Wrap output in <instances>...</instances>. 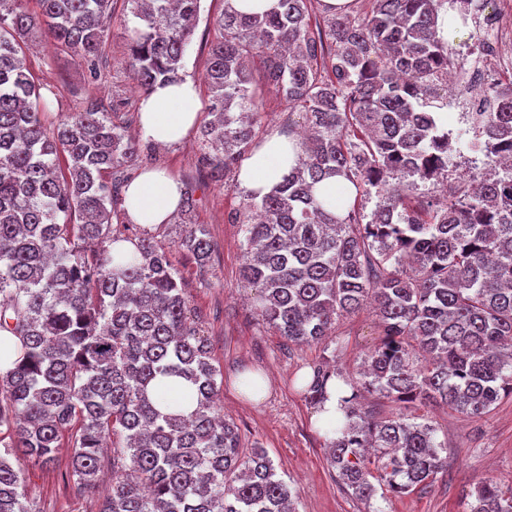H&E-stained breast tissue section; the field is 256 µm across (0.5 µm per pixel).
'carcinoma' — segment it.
I'll use <instances>...</instances> for the list:
<instances>
[{"instance_id":"carcinoma-1","label":"carcinoma","mask_w":512,"mask_h":512,"mask_svg":"<svg viewBox=\"0 0 512 512\" xmlns=\"http://www.w3.org/2000/svg\"><path fill=\"white\" fill-rule=\"evenodd\" d=\"M202 0H124L126 71L141 96L179 81ZM478 0H275L261 14L231 0L214 21L204 62L213 119L201 128L212 182L224 186L254 155L261 94L299 112L310 131L299 167L242 206V278L259 289L263 323L298 345L320 344L339 316L376 306L381 343L341 399L346 424L328 441L344 489L368 500L432 484L448 467L434 428L399 413L363 415L359 395L399 404L438 401L479 417L512 397V77L482 96L480 129L448 128L453 61L441 10L462 20ZM0 0V512H39L20 453L43 465L71 440L66 477L97 494L98 512H294L288 484L219 413L218 371L165 251L147 234L112 235L114 193L139 159L136 144L91 106L43 119L40 86L22 43L95 64L113 0ZM262 60L259 78L249 63ZM483 155L439 201L419 183L448 175L454 146ZM66 157L70 177L62 175ZM117 175L109 183L107 172ZM336 190L314 194L330 178ZM386 192L370 216L344 187ZM177 246L204 265L206 227L187 220ZM131 242L136 253L112 252ZM334 371L307 386L326 399ZM178 387L195 405L160 397ZM377 482H372V479ZM469 512H512L487 480Z\"/></svg>"}]
</instances>
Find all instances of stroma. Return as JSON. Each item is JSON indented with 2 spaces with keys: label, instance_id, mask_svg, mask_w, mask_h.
<instances>
[{
  "label": "stroma",
  "instance_id": "stroma-1",
  "mask_svg": "<svg viewBox=\"0 0 512 512\" xmlns=\"http://www.w3.org/2000/svg\"><path fill=\"white\" fill-rule=\"evenodd\" d=\"M113 8L116 18L110 24L101 79H92L86 62L54 51L43 37L30 41L25 53L27 65L43 85L45 121L90 105L111 113L137 140L140 161L130 168V176L159 167L181 185L194 188L200 204L193 219L206 225L213 247L208 266H198L177 247L180 225H152L147 232L182 276L188 306L199 318L201 334L210 345L211 362L223 378L218 393L222 411L238 427L242 448H264L288 484L296 512H466L475 500L477 486L486 480L496 481L503 492H512L511 397L474 419L442 404L418 408V415L432 425L434 439L448 457L447 472L440 474L432 487L403 495L380 493L367 502L355 499L341 487L326 450L329 433L318 418V405L307 399L305 386L326 361L347 379H356L362 357L383 337L381 322L367 307L340 317L326 344L296 346L259 320L252 304L254 290L240 275L242 227L228 220L247 189L237 176L226 188L208 183L198 130L163 148L140 139V114L134 109L140 96L124 68L127 47L118 20L123 0H115ZM223 8L224 0H204L203 18L187 47L181 77L200 80L214 38L208 20ZM262 374L270 377L269 390L262 400L255 401L242 382ZM68 460L65 448L50 466L19 458L29 494L41 512H97L96 496L78 493L67 482Z\"/></svg>",
  "mask_w": 512,
  "mask_h": 512
}]
</instances>
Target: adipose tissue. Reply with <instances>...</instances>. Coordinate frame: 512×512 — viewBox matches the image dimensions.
Returning a JSON list of instances; mask_svg holds the SVG:
<instances>
[{
	"instance_id": "1",
	"label": "adipose tissue",
	"mask_w": 512,
	"mask_h": 512,
	"mask_svg": "<svg viewBox=\"0 0 512 512\" xmlns=\"http://www.w3.org/2000/svg\"><path fill=\"white\" fill-rule=\"evenodd\" d=\"M199 119L197 88L191 79L156 85L141 100L140 132L157 146L183 139ZM297 152L292 141L275 136L258 147L242 173L250 191L266 194L295 166ZM182 187L166 170L144 171L127 188L124 209L136 224L169 223L176 214Z\"/></svg>"
}]
</instances>
